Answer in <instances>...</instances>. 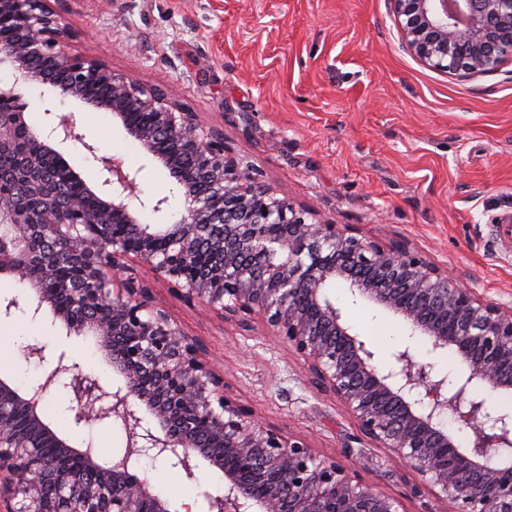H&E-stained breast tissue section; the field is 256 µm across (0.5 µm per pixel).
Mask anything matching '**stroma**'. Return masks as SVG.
I'll return each mask as SVG.
<instances>
[{
	"label": "stroma",
	"mask_w": 512,
	"mask_h": 512,
	"mask_svg": "<svg viewBox=\"0 0 512 512\" xmlns=\"http://www.w3.org/2000/svg\"><path fill=\"white\" fill-rule=\"evenodd\" d=\"M55 9L73 33L72 53L197 113L314 219L383 245L408 242L459 287L512 303V245L494 226L512 212V64L466 81L421 66L402 50L387 0H57ZM22 93L37 130L45 108L79 113L81 133L128 169H143L145 195L168 198L169 220L180 218L183 201L167 171L144 168L139 145L110 113L46 86ZM138 273L181 329L207 345L230 396L319 454L347 456L353 473L398 499L403 512H440L441 502L417 494V475L391 463L338 402L317 393L302 360L261 322L220 321L175 298L147 268ZM327 293L379 365L407 345L438 371H462L345 286ZM33 345L44 347L45 362L26 359L23 349ZM0 351L12 356L0 374L26 391L61 361L113 380L92 337L66 336L48 318L1 314ZM67 381L60 376L45 396V421L111 460L125 446L124 430L106 421L75 426ZM132 467L174 512L185 504L205 512L202 491L223 484L205 465L194 482L148 456Z\"/></svg>",
	"instance_id": "35a3bbf8"
}]
</instances>
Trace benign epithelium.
Returning <instances> with one entry per match:
<instances>
[{"instance_id":"1","label":"benign epithelium","mask_w":512,"mask_h":512,"mask_svg":"<svg viewBox=\"0 0 512 512\" xmlns=\"http://www.w3.org/2000/svg\"><path fill=\"white\" fill-rule=\"evenodd\" d=\"M49 0H0V278L24 286L0 310L51 314L69 335L95 338L123 384L63 360L31 391L0 379V504L4 512H174L130 469L150 456L197 481L200 463L224 487L204 493L208 512H402L335 458L283 434L225 393L205 347L188 336L135 272L189 306L223 319L255 317L307 366L361 433L419 478L444 512H512V414L492 415L478 388L512 395V304H488L457 287L448 271L407 244L384 247L311 218L259 181L224 134L104 62L73 55L69 28ZM404 51L423 67L474 78L512 63V0H387ZM22 84L49 85L108 112L143 152L132 171L80 133L76 112L44 110L47 136L28 123ZM77 141L98 164L89 186L58 147ZM166 169L184 213L163 219L169 198L145 197L142 170ZM80 192L64 190L54 169ZM157 223L144 222V213ZM342 282L355 298L401 319L432 353L452 350L466 371L450 379L408 346L380 367L326 288ZM70 374L75 425L110 419L126 434L122 454L100 463L41 417L61 372ZM471 430L461 447L443 425Z\"/></svg>"}]
</instances>
